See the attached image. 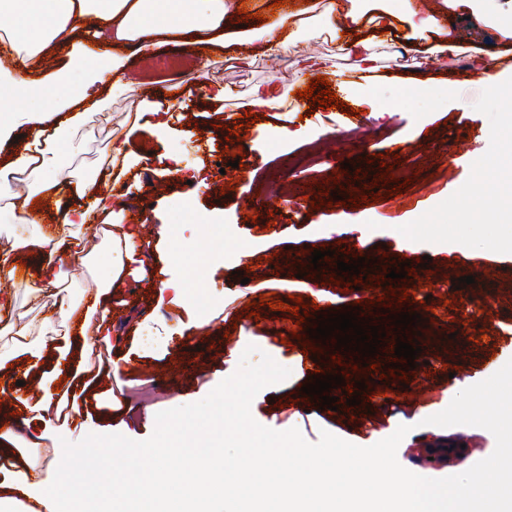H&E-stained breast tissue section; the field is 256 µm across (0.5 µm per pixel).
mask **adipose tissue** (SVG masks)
<instances>
[{"label": "adipose tissue", "instance_id": "adipose-tissue-1", "mask_svg": "<svg viewBox=\"0 0 512 512\" xmlns=\"http://www.w3.org/2000/svg\"><path fill=\"white\" fill-rule=\"evenodd\" d=\"M407 9L419 19L411 34L416 52L434 59L458 53L451 30L439 17L419 14L412 2ZM88 15L95 18L94 48L86 56L90 87L74 86L61 75L39 79L47 56L72 46L76 21ZM275 15V22L261 28L260 38L265 54L278 57L288 53L309 18L304 8H276ZM320 18L327 27L342 26L346 33L342 49L355 56L358 71L378 69L376 49L394 28L384 0H345L340 8L328 5ZM0 19L11 26L12 47V93L0 96V115L10 112L15 99L35 101L18 120L0 118V141L19 128L28 140L25 153L0 166V200L8 201L19 224L27 223L35 201L62 194L82 201L37 238L17 231L9 236L7 248L0 250L1 279L12 277L13 257L35 256L32 292L53 291L59 308L56 336L61 347L54 372L42 380L41 397L22 401L19 416L0 421V437L13 438L16 429L24 425L30 427L29 439L36 446L49 438L69 403L67 392L54 389L55 382L71 368L67 343L73 333L92 324L110 332L111 298L125 286L128 265L139 262L141 255L138 226L113 223L105 198L97 192L100 174L130 169L127 155L115 151L101 172L74 182L59 163L63 147L90 114L104 110L128 54L150 56L161 44L172 41L203 50L209 60L218 61L241 43L244 32L229 0H0ZM27 170L39 174L40 179L34 192L21 195L14 188L13 176ZM93 217L99 221L97 232L104 242L103 251L93 259L101 274L85 303L80 304L56 292L65 272L55 257L61 244L83 240ZM0 330L12 335L10 342L0 346V377H10L11 362L39 364V350L30 348L27 341L29 326L15 321L11 298L3 292ZM238 429L249 432L252 445L232 463L218 460L213 448L195 449L187 457L188 471L203 474L198 481L185 480L165 468L174 449L172 438L148 449L122 445L123 456L141 470L135 479L124 482L120 495L112 496L103 506L91 500L88 490L98 468L97 442L72 449L70 473L61 484L51 487L42 479L51 460L36 454L25 456L23 468L0 482V512H65L68 504L72 512H210L211 500L229 488L236 493L233 512H512V495L498 491L489 479L469 477L448 486L426 483L411 471L382 475L341 447L318 460L296 453L294 464L284 473L263 435L249 431L244 423Z\"/></svg>", "mask_w": 512, "mask_h": 512}]
</instances>
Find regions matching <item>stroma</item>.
I'll list each match as a JSON object with an SVG mask.
<instances>
[{"mask_svg": "<svg viewBox=\"0 0 512 512\" xmlns=\"http://www.w3.org/2000/svg\"><path fill=\"white\" fill-rule=\"evenodd\" d=\"M445 23L459 54L421 61L407 49L410 28L403 23L382 47L378 72L365 78L341 51L338 36L317 24L276 63L263 56L257 40L250 44L248 61L229 66L200 60L178 100H169L163 88L155 94L171 104L172 132L166 136L130 131L127 116L136 111L142 93L137 84L122 80L104 112L91 115L73 134L74 150L62 164L79 177L117 149L140 157L126 177H101L99 192L120 196L121 206L112 209L116 223H126L131 208L148 216L140 229L146 265L128 275L126 287L112 299L111 336L95 339L96 365L111 370V377L81 382L79 423L60 430V437L73 443L90 433L147 439L157 412L203 399L236 371L252 344L257 351L250 363L267 354L291 371L254 398L251 412L258 423L278 431L298 428L311 443L325 430L359 446L372 445L405 424L410 431L397 450L404 468L443 478L472 466L467 455L432 464L420 456L441 438L426 417L450 404L459 382H480L512 359V106L503 99L512 91V80L492 93L470 69L475 50L512 68V37L500 32L512 23V0H489L485 20H463L450 11ZM309 56L318 58V72L305 70L302 60ZM319 72L328 75L343 108L319 105L310 112L306 100L296 98V91ZM269 79L281 95L279 107L247 123L250 90ZM206 83L225 86L226 99L213 101L202 89ZM367 95L385 116L350 114V107ZM284 127L297 131V138L284 140ZM235 132L240 142L231 141ZM395 143L401 147L396 155L389 151ZM458 149L467 155V166L451 162ZM302 152L313 155V162L301 171L288 170L287 159ZM211 154L226 161L235 190L221 191L202 177L190 185L157 170L166 161L191 174ZM241 158L250 164L244 174L233 166ZM387 164L402 186L393 195L378 180ZM357 171L362 179L355 187L351 178ZM377 191L382 194L378 202L372 199ZM464 194L479 198V206L461 212L458 199ZM324 195L341 196L344 202L312 208L311 198ZM362 195L369 203L353 206V198ZM270 222L275 230H267ZM360 224L370 227L366 237L356 231ZM407 233L413 236L408 248L402 243ZM352 247L372 261L362 271L360 290L351 286L350 274L337 271L338 257ZM228 250L233 253L229 260L224 257ZM316 250L325 254L318 269L311 263ZM403 262L425 264L428 301L411 296L385 304V296L401 293L408 281L398 278L386 285L379 278ZM162 271L179 281L197 272L200 287L158 295L153 283ZM475 273L477 285L465 283V276ZM10 290L17 313L31 324L30 343L37 346L53 336L54 325L44 320L45 300L30 295L27 277L17 276ZM271 294L283 302L302 297L323 315L367 302L368 317L380 319L391 346L397 334L383 309L419 313L421 352L415 369L401 379L390 377V352L374 369L342 357V371L350 381L365 383L367 397L349 405L350 394L340 386L333 391L337 410L320 409L318 399L301 391L309 373L292 335L295 315L259 303ZM252 302L257 305L253 318L245 309ZM485 335L496 339L489 357L479 350ZM117 359L122 365L116 370ZM432 363L446 364L448 375L429 376ZM422 382L428 391L419 402H410L411 391ZM356 414L364 419V430H353Z\"/></svg>", "mask_w": 512, "mask_h": 512, "instance_id": "stroma-1", "label": "stroma"}]
</instances>
